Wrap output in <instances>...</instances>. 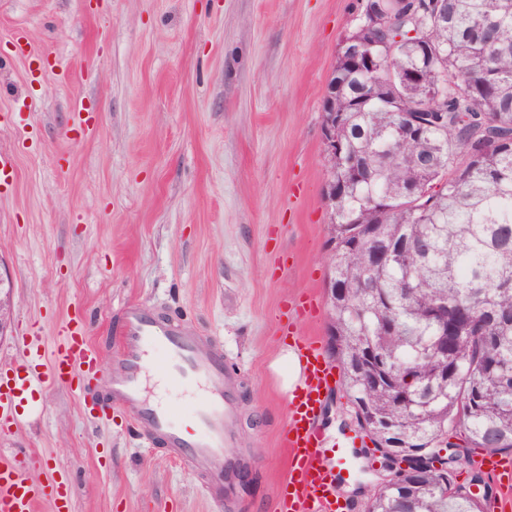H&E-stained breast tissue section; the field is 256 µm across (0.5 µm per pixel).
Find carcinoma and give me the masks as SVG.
<instances>
[{
  "label": "carcinoma",
  "mask_w": 512,
  "mask_h": 512,
  "mask_svg": "<svg viewBox=\"0 0 512 512\" xmlns=\"http://www.w3.org/2000/svg\"><path fill=\"white\" fill-rule=\"evenodd\" d=\"M374 6L397 22L348 32L329 81L341 155L327 332L375 450L378 416L427 457L366 512H487L489 500L455 484L459 459L433 445L451 431L465 452H512V0H440L441 20L424 30L409 0ZM355 46L373 68L348 67ZM412 71L420 83L404 81ZM448 81L458 90L404 141L406 117ZM436 303L448 304L438 320Z\"/></svg>",
  "instance_id": "carcinoma-1"
}]
</instances>
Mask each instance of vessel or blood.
<instances>
[{
	"label": "vessel or blood",
	"mask_w": 512,
	"mask_h": 512,
	"mask_svg": "<svg viewBox=\"0 0 512 512\" xmlns=\"http://www.w3.org/2000/svg\"><path fill=\"white\" fill-rule=\"evenodd\" d=\"M294 349L301 374L287 404L281 438L287 471L274 512H337L334 476L323 454L331 441L319 425L324 398L336 382L333 366L314 341L295 342ZM151 373L193 392L191 408L183 413L148 396ZM101 381L111 389L102 403L92 398ZM55 385L90 400L92 409L102 415L121 414L142 438L161 443L191 465L210 466L217 484L228 487L236 480L239 464L227 450L233 445L237 419V380L219 354L184 334L180 321L155 317L133 304L125 306L117 353L108 364L78 316L60 327L53 344L21 341L17 359L0 361V436L20 426L16 408L22 401ZM42 500L50 503L52 512H71L67 486L38 487L29 477L25 457L1 452L0 512H36Z\"/></svg>",
	"instance_id": "1"
}]
</instances>
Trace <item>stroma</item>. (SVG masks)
<instances>
[{"mask_svg":"<svg viewBox=\"0 0 512 512\" xmlns=\"http://www.w3.org/2000/svg\"><path fill=\"white\" fill-rule=\"evenodd\" d=\"M360 2L0 0V357L78 311L107 355L124 304L181 321L238 377L229 454L251 481L231 512H272L286 471L290 339L330 348L321 106ZM322 426L348 450L328 458L345 512H365L386 472L341 388ZM0 448L37 483L65 473L73 512H215L204 474L62 386ZM12 319V285L4 278L0 265V340L7 336Z\"/></svg>","mask_w":512,"mask_h":512,"instance_id":"35a3bbf8","label":"stroma"}]
</instances>
